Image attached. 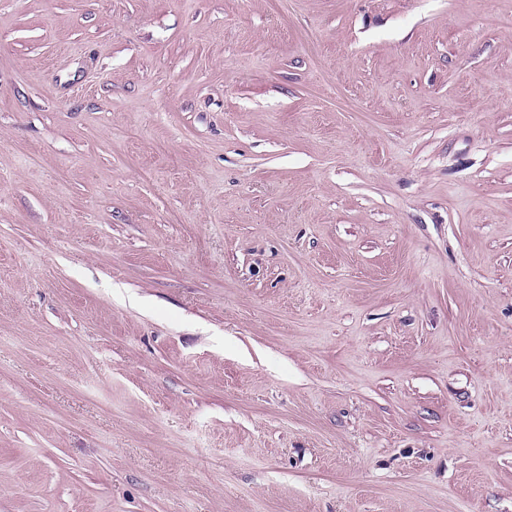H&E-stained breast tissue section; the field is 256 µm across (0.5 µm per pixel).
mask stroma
I'll return each instance as SVG.
<instances>
[{
    "instance_id": "stroma-1",
    "label": "stroma",
    "mask_w": 512,
    "mask_h": 512,
    "mask_svg": "<svg viewBox=\"0 0 512 512\" xmlns=\"http://www.w3.org/2000/svg\"><path fill=\"white\" fill-rule=\"evenodd\" d=\"M0 512H512V0H0Z\"/></svg>"
}]
</instances>
